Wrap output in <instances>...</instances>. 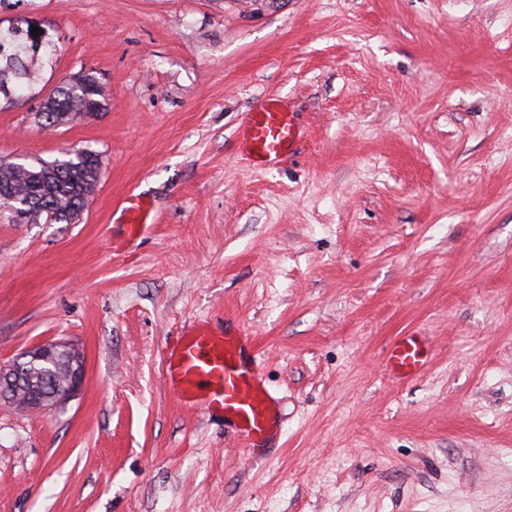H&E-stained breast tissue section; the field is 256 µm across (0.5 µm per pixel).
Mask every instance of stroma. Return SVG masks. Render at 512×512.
I'll use <instances>...</instances> for the list:
<instances>
[{
    "label": "stroma",
    "mask_w": 512,
    "mask_h": 512,
    "mask_svg": "<svg viewBox=\"0 0 512 512\" xmlns=\"http://www.w3.org/2000/svg\"><path fill=\"white\" fill-rule=\"evenodd\" d=\"M0 31L40 60L0 163L101 161L71 223L0 218V366L87 367L56 410L0 405V512H512V0H0ZM86 71L103 110L38 123ZM273 96L302 136L267 172L237 133ZM200 319L260 353L266 457L164 383ZM410 333L431 365L399 384ZM125 207V228L129 237L137 236L146 226L144 210L139 197L129 195ZM428 363L429 345L425 336H397L388 346L385 368L394 381L407 382L421 377L427 372ZM58 350L67 351L72 357V367L67 385L54 391V393L49 397L48 402H43L36 408L29 407L25 402L23 404L16 402L15 399L11 402L9 401L8 406L29 411L47 412L56 409L57 407L64 406L79 394L86 383L87 376L84 356L74 344L65 341H49L32 345L18 355V361L24 360L18 367L21 368L22 373L27 372V374H31L33 386L38 387L40 383L42 384L44 381L39 377L38 371H36L34 367L27 366L28 362H25V360L30 359L32 363L35 361H46L47 356L50 353Z\"/></svg>",
    "instance_id": "1"
}]
</instances>
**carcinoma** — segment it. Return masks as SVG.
Returning <instances> with one entry per match:
<instances>
[{"instance_id": "cac0c4a2", "label": "carcinoma", "mask_w": 512, "mask_h": 512, "mask_svg": "<svg viewBox=\"0 0 512 512\" xmlns=\"http://www.w3.org/2000/svg\"><path fill=\"white\" fill-rule=\"evenodd\" d=\"M28 75V64L16 57L4 56L0 49V94L6 93L9 77L17 79ZM51 108L39 111L45 125H53L51 115L59 112L70 117L103 109L104 94L96 78L86 75L79 85L63 81L49 95ZM100 176L98 154L90 150H75L63 159H38L30 164L0 165V189L16 196L13 203L0 207L23 218L25 213L38 209L32 216L47 222H71L84 207L82 189Z\"/></svg>"}]
</instances>
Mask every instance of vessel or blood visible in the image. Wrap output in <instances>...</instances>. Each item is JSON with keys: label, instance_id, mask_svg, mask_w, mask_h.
<instances>
[{"label": "vessel or blood", "instance_id": "b4317fda", "mask_svg": "<svg viewBox=\"0 0 512 512\" xmlns=\"http://www.w3.org/2000/svg\"><path fill=\"white\" fill-rule=\"evenodd\" d=\"M300 137L295 113L274 97L248 113L239 131L253 164L267 169L280 164ZM124 215L128 236H137L146 225L139 197H127ZM428 363L425 337L402 335L388 346L385 368L394 381L421 377ZM164 380L181 404L232 424L248 455L261 456L266 442L278 433L275 399L251 353L250 338L241 328L218 329L202 320L167 342Z\"/></svg>", "mask_w": 512, "mask_h": 512}]
</instances>
